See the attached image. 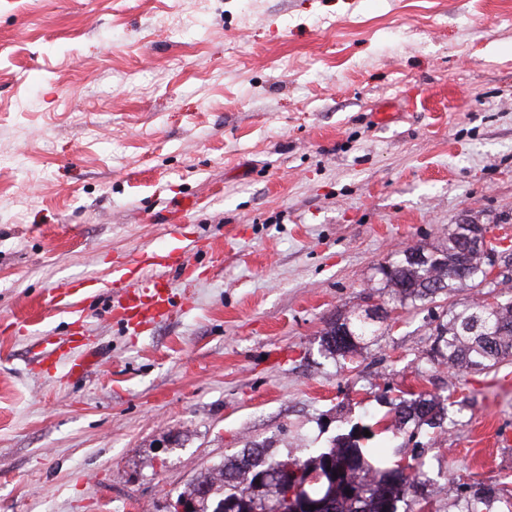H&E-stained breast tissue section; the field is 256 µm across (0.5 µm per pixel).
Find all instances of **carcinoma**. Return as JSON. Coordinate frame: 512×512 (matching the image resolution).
<instances>
[{"label": "carcinoma", "mask_w": 512, "mask_h": 512, "mask_svg": "<svg viewBox=\"0 0 512 512\" xmlns=\"http://www.w3.org/2000/svg\"><path fill=\"white\" fill-rule=\"evenodd\" d=\"M458 224L448 231V242L441 246L420 244L428 260L422 264L407 259L401 251L393 261L378 269L381 275L378 292H391L401 304L417 306L448 297L456 292L475 290L480 294L490 289L512 286V256H504L502 265L507 273L499 275L492 287H484L490 261L481 251L471 252L465 272H460V230ZM370 329L362 315L351 313L343 321L332 320L323 334V347L332 356H345L357 350L359 340ZM432 355L449 366L456 374L483 370L512 359V295L498 294V302L490 311L475 300L441 319L433 333ZM448 417L447 407L438 398L426 392L402 397L395 403L394 427L398 430L423 426L441 429ZM360 436L349 432L336 437L334 446L306 459L288 456L278 459L255 449L242 455L229 466L213 469L190 484L185 494L195 498L199 512H251L255 502L280 505L290 512L289 505L280 498L272 484L256 483L258 473L266 470H284L288 483L299 486L298 498L303 500L301 512L335 492L333 512H398V503L407 502L417 494L420 486L421 463L412 457L407 471L397 468L374 467L366 455H379L376 448H362ZM316 471L318 483H310L307 476ZM493 489L482 484L470 487L467 512H479V504L491 500Z\"/></svg>", "instance_id": "cac0c4a2"}]
</instances>
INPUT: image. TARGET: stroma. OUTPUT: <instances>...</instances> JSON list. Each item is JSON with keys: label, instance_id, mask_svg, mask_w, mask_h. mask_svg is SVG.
Wrapping results in <instances>:
<instances>
[{"label": "stroma", "instance_id": "obj_1", "mask_svg": "<svg viewBox=\"0 0 512 512\" xmlns=\"http://www.w3.org/2000/svg\"><path fill=\"white\" fill-rule=\"evenodd\" d=\"M469 220L512 249V0H0V512H174L247 446L356 424L385 466L424 461L429 512L478 483L512 512V361L431 354L472 292L374 291ZM186 240L178 308L116 320L92 280ZM82 336L104 365L73 375ZM388 390L446 397V432H386ZM343 317V322L340 318L331 320L327 324L324 331L323 347L325 351L332 356H345L348 353H353L357 350L359 340L366 336L371 331L366 322L363 321L362 315L355 312L349 315H340Z\"/></svg>", "mask_w": 512, "mask_h": 512}]
</instances>
